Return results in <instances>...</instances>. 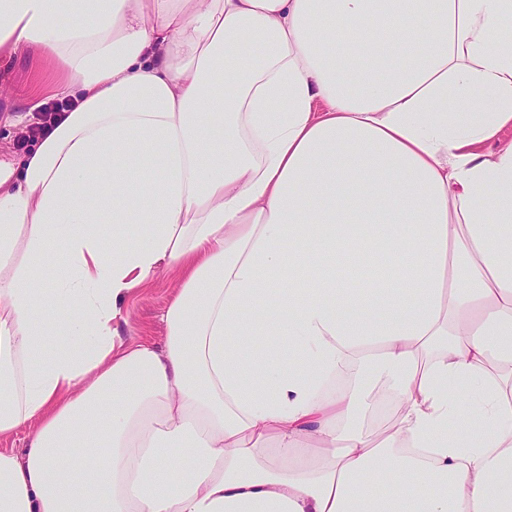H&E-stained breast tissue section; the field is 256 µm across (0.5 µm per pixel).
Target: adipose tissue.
<instances>
[{"mask_svg":"<svg viewBox=\"0 0 512 512\" xmlns=\"http://www.w3.org/2000/svg\"><path fill=\"white\" fill-rule=\"evenodd\" d=\"M66 5L0 0L74 101L0 159V512H512V0ZM177 286L176 275L173 272L164 273L122 304V316L117 327L124 343L148 341L162 347L164 331L160 317Z\"/></svg>","mask_w":512,"mask_h":512,"instance_id":"ef3b65f1","label":"adipose tissue"}]
</instances>
